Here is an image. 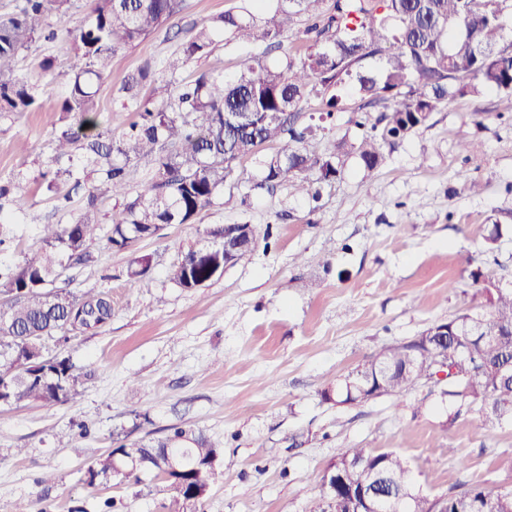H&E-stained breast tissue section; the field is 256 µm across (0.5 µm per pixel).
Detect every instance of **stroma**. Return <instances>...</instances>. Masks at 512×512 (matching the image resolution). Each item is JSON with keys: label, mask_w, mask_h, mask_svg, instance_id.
Segmentation results:
<instances>
[{"label": "stroma", "mask_w": 512, "mask_h": 512, "mask_svg": "<svg viewBox=\"0 0 512 512\" xmlns=\"http://www.w3.org/2000/svg\"><path fill=\"white\" fill-rule=\"evenodd\" d=\"M241 4L186 0L180 14L119 51L98 84L102 131L120 137L136 117L121 90L129 74L145 65L161 71L196 24ZM91 6L71 0L67 11L50 13L51 38L19 56L33 77L52 61L54 83L36 111L0 112V185L10 189L0 202L1 267L21 264L43 225L66 224L85 211L86 195L70 191L72 174L89 185L103 180L81 149L54 157L57 138L74 129L60 107L81 65L73 37ZM251 54L250 46L216 35L211 52L189 60L177 82L193 83L203 72L233 78ZM340 96L343 110L325 126L323 99L305 100L300 120L318 127L310 149L356 135L349 112L360 98L349 88ZM276 151L265 144L256 157ZM256 157L236 163L192 223L161 225L125 250L108 247L105 215L114 200L98 197L100 219L88 241L94 260L64 270L54 286L77 296L108 294L112 318L66 343L45 339L46 353L94 369L66 403L0 406V512H13L23 499L46 512L75 504L95 512L109 497L122 502V512H164L160 482L110 480L91 489L83 474L113 438L135 447L179 423L224 450V481L209 491L205 512H305L320 494L315 475L352 448L400 452L431 497L459 484L512 490V424L466 407L449 419L446 383L421 381L400 395L352 405L323 396L327 384L381 346L484 305L471 269L512 282V99H453L387 152L376 171L349 159L340 178L322 184L316 202L289 186L255 188ZM468 176L481 182V194L467 191ZM65 191L71 200L63 210L58 198ZM231 195L236 204H228ZM244 222L268 233L267 244L206 287L184 289L169 279L205 229ZM495 225L501 236L490 249L484 235ZM141 255L150 268L134 287L127 272ZM81 424L87 436H77ZM61 433L74 435L73 446L58 443ZM47 472L55 484L46 495L38 480Z\"/></svg>", "instance_id": "1"}]
</instances>
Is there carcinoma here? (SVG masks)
Instances as JSON below:
<instances>
[{
	"instance_id": "1",
	"label": "carcinoma",
	"mask_w": 512,
	"mask_h": 512,
	"mask_svg": "<svg viewBox=\"0 0 512 512\" xmlns=\"http://www.w3.org/2000/svg\"><path fill=\"white\" fill-rule=\"evenodd\" d=\"M71 0H25L15 17L0 20V112H30L37 108L44 84L16 68L18 54L43 33L46 14L67 10ZM253 0L237 12H227L212 24L196 28L183 44V57H173L157 75L145 66L125 80L122 90L138 104L139 120L121 138L106 142L98 130L95 85L109 70L112 57L178 15L184 0H93L91 16L74 38V49L84 60L70 83L61 111L70 113L77 130L64 133L56 157L69 155L71 145L86 140L95 158L115 154L123 163L105 171L106 190L123 203L112 209L108 243L127 247L131 235L150 236L162 224H189L207 207L241 158L253 156L265 142H279L281 150L260 160L263 179L255 184L270 189L288 182L317 199L318 186L343 173L344 161L355 157L372 172L385 161L383 149L395 148L427 126L431 115L458 96L503 94L512 97V38L496 0ZM303 17L305 51L280 63L267 61L280 38ZM234 41L254 46L255 53L239 75L226 80L201 73L189 86L178 88L172 77L183 59L211 51L215 27ZM152 85L160 106L138 99L144 83ZM354 86L364 107L382 105L375 121L363 107L351 122L357 138L341 140L316 153L303 147L311 127L298 124L299 107L312 93H331L327 116L337 110L340 88ZM186 112L193 116L181 118ZM89 127H84V124ZM155 165V174L133 198L128 197L127 166L141 159ZM98 188L89 187V210L68 224H45L40 245L13 269L0 270V294L9 303L0 306V405L36 401L63 403L83 387L90 371L76 368L70 358L44 353L42 341L53 334L93 332L112 318V300L88 292L77 297L54 291L57 304L48 301L47 287L62 265L93 261L87 240L95 229ZM149 268L144 257L133 259L129 283L140 285ZM203 263L179 262L169 271L185 289L210 279ZM480 292L490 294L487 306L463 313L448 324L473 316L485 323L488 338L470 341L450 336L429 346L411 341L385 345L351 371L352 381L333 383L336 403L353 401L355 383L376 374L381 361L393 370L382 379L387 394L405 391L418 380L431 381L438 354L455 369L448 377V396L469 403L496 423H512V287L491 293L490 278L470 272ZM181 454L190 464L171 468L169 456ZM224 449L192 428L173 426L153 444L132 449L120 444L93 461L84 483L121 482L152 476L162 481L167 512H204L206 492L224 481ZM348 460L377 477L375 491L407 498L411 512H430L431 499L416 490L407 460L397 451L352 448ZM448 512H512V491L498 493L482 485H462L445 495Z\"/></svg>"
}]
</instances>
